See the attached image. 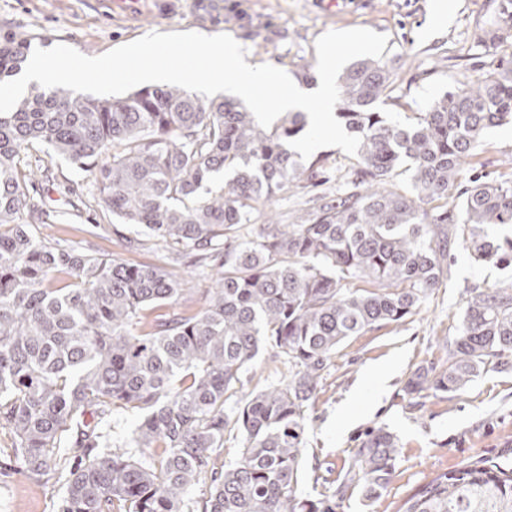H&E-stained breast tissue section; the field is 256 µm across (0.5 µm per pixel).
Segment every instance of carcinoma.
Wrapping results in <instances>:
<instances>
[{"label":"carcinoma","mask_w":512,"mask_h":512,"mask_svg":"<svg viewBox=\"0 0 512 512\" xmlns=\"http://www.w3.org/2000/svg\"><path fill=\"white\" fill-rule=\"evenodd\" d=\"M30 45L0 38V81ZM392 76L373 59L339 76L337 114L362 139L359 180L295 224L252 218L314 171L289 146L302 112L267 130L236 100L167 86L112 101L37 91L0 114V428L9 463L45 484L66 476L58 512H336V498L301 499L297 485L305 408L337 348L415 314L447 278L457 239L475 261L512 269V235L488 233L512 224V178L457 188L482 134L512 121V65L402 120L376 111ZM39 146L82 172L120 223L216 273L199 311L165 266L36 240L32 225L51 216L27 187ZM402 166L410 195L387 187ZM219 173L230 178L214 190ZM263 345L288 379L242 399ZM511 356L512 288L478 291L446 364L416 369L405 391L456 393ZM116 405L140 413L122 447L104 432ZM230 437L237 458L219 469L212 457ZM398 457L395 435L370 431L337 493L381 496ZM200 483L198 502L187 493ZM399 512H512V466L454 467Z\"/></svg>","instance_id":"obj_1"}]
</instances>
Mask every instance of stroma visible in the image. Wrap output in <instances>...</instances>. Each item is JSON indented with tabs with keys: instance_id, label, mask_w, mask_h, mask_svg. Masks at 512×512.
I'll return each instance as SVG.
<instances>
[{
	"instance_id": "stroma-1",
	"label": "stroma",
	"mask_w": 512,
	"mask_h": 512,
	"mask_svg": "<svg viewBox=\"0 0 512 512\" xmlns=\"http://www.w3.org/2000/svg\"><path fill=\"white\" fill-rule=\"evenodd\" d=\"M448 24L434 36L423 30L435 0H0V32H13L43 49L68 45L98 56L152 32L227 34L253 64L286 71L302 89L317 87L316 40L331 30L366 28L388 38L382 59L395 80L380 111L393 116L426 111L449 90L476 85L512 59V37L479 41L500 17V0H447ZM318 177L276 203L280 223L308 216L353 178V157L336 147L313 154ZM52 180L29 184L55 213L53 227L37 228L87 253L130 263L172 266L169 248L130 224H114L92 189L68 162L43 158ZM512 175V123L488 130L461 183ZM130 238L134 247L122 246ZM512 284V272L476 263L464 243L453 245L448 277L403 321L348 338L333 356L307 409L298 494L321 499L342 482L366 435L382 427L397 436L399 458L378 498L352 496L343 512H399L437 474L492 459L512 465V365H489L466 389L409 395L420 367L441 365L443 340L457 334L472 291ZM288 368L261 349L244 374L246 391L279 383ZM65 482L41 485L19 469H0V512H57Z\"/></svg>"
}]
</instances>
